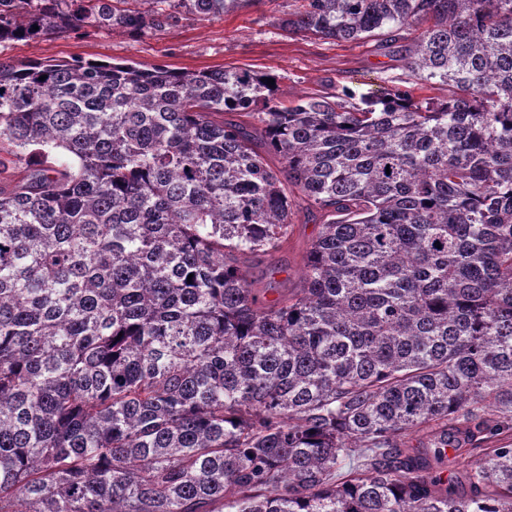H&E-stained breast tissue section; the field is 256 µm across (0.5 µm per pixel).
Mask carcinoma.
Here are the masks:
<instances>
[{
    "label": "carcinoma",
    "mask_w": 512,
    "mask_h": 512,
    "mask_svg": "<svg viewBox=\"0 0 512 512\" xmlns=\"http://www.w3.org/2000/svg\"><path fill=\"white\" fill-rule=\"evenodd\" d=\"M251 2L0 0V43ZM282 27L401 44L448 98L0 61V512H512V0H301ZM297 194L321 229L267 300L244 264ZM478 449L468 494L432 475Z\"/></svg>",
    "instance_id": "cac0c4a2"
}]
</instances>
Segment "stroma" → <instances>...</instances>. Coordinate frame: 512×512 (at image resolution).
Instances as JSON below:
<instances>
[{"mask_svg": "<svg viewBox=\"0 0 512 512\" xmlns=\"http://www.w3.org/2000/svg\"><path fill=\"white\" fill-rule=\"evenodd\" d=\"M298 0H254L237 12L212 20L194 17L165 30L134 35L121 28H81L36 40L0 44V59L11 62L82 60L109 64L123 60L143 67L177 71L248 69L276 78L278 98L290 103L303 95H332L344 83L356 94L403 85L418 98L443 99L447 86L407 80L395 48L376 41H331L295 35L280 26ZM318 213L297 203L292 236L281 252L250 258L246 275L268 298L301 284L312 239L320 227Z\"/></svg>", "mask_w": 512, "mask_h": 512, "instance_id": "35a3bbf8", "label": "stroma"}]
</instances>
